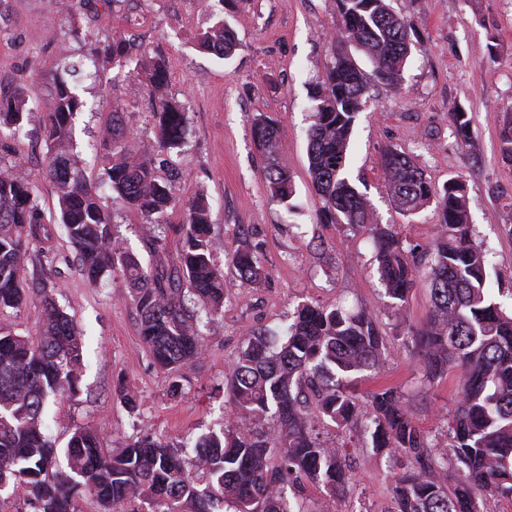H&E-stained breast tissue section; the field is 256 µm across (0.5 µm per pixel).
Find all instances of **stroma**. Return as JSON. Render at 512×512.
Here are the masks:
<instances>
[{
    "label": "stroma",
    "mask_w": 512,
    "mask_h": 512,
    "mask_svg": "<svg viewBox=\"0 0 512 512\" xmlns=\"http://www.w3.org/2000/svg\"><path fill=\"white\" fill-rule=\"evenodd\" d=\"M392 6L407 19L415 49L403 90L371 83L354 126L350 176L362 182L381 223L395 225L404 239L419 243L433 237L437 212L430 206L404 216L394 208L384 187L383 153L393 149L410 155L435 189L448 179L462 180L476 240L489 253L490 284L501 300H508L512 237L503 227L512 223V164L502 159L499 132L512 123V0H392ZM224 17L240 42L228 62L197 44L200 33ZM340 25L337 0H72L69 12L60 16L54 0H0V95L26 87L35 107L24 119L22 134L0 145L21 162L42 208L55 210L57 197L45 174L40 110L54 78L64 73L63 48L87 55L92 38L121 35L135 54L158 49L168 61V94L187 105L189 122L186 145L159 169L161 176L173 177L181 201L159 235L167 253H176L183 202L206 194L215 224L212 255L230 286L222 317L203 330V357L183 368V391L175 395L139 336V317L123 278L116 274L90 284L75 268L66 235L57 232L56 258L47 277L57 284L56 301L74 319L87 347L79 393L52 406L46 418L58 443H65L76 425L104 428L110 451L146 429L180 442L219 428L224 380L240 346L260 331L280 333L298 303H340L375 312L391 343L424 320L430 303L427 280H417L403 314L395 315L372 273L370 242L320 219L322 202L308 175L307 132L314 122L310 91L331 60ZM97 72L94 80L80 74L71 79L95 105L77 114L74 124V153L95 183L102 169L94 145L113 111L121 113L131 151L155 136L146 93L109 64L99 63ZM457 104L471 117L466 144L456 141L448 119ZM259 113L279 127L297 211L268 193L264 156L250 122ZM100 194L116 233L142 263H151L141 216L108 188ZM246 246L268 276L244 290L237 286L229 258ZM387 385L400 387L419 428L447 446L457 401L455 373L426 381L416 360L393 351L358 390ZM125 391L135 395L137 412L124 405ZM353 457V491L333 497L305 486L308 512H388L389 488L404 472L406 459H389L367 444L354 448Z\"/></svg>",
    "instance_id": "stroma-1"
}]
</instances>
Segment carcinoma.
<instances>
[{"instance_id":"1","label":"carcinoma","mask_w":512,"mask_h":512,"mask_svg":"<svg viewBox=\"0 0 512 512\" xmlns=\"http://www.w3.org/2000/svg\"><path fill=\"white\" fill-rule=\"evenodd\" d=\"M338 9L342 23L332 62L311 90L316 115L307 135L308 174L325 223L372 240L378 281L393 309H403L420 275L429 281L426 318L410 328L401 347L419 359L429 381L455 369L451 444L432 443L400 390L386 386L362 400L355 396V385L377 372L391 351L376 314L301 302L284 336L254 334L234 358L225 382L229 410L219 430L192 443L146 431L106 453L104 429L79 426L58 447L47 432L46 411L78 391L85 340L56 305L52 282L41 277L27 288L20 276L35 247L52 263L56 225L89 282L114 272L127 282L142 342L174 395L183 390L182 368L203 354L201 328L222 316L226 296L224 271L212 258L206 196L187 204L174 257L150 235L155 259L145 266L114 234L112 218L71 155L74 118L86 102L59 78L41 127L46 175L58 200L54 214L45 216L20 163L0 155V501L22 487L26 495L17 512H79L78 500L86 494L98 512H223L226 504L234 512H308L301 495L288 496V484L299 478L330 494L349 492L352 452L343 443L328 445L321 430L345 431L358 422L376 453L401 455L409 463L391 487L390 512H487V497L512 498V307L488 288V253L473 237L460 180L448 179L437 192L411 156L385 153L384 185L396 210L411 216L436 204L435 237L416 244L403 241L395 225L376 222L369 198L351 180L349 143L364 96L373 81L402 88L412 39L390 0H338ZM343 43L362 52L371 71L360 68ZM199 46L228 59L238 47L235 30L220 20L200 35ZM99 59L124 68L131 61L128 42L121 36L96 40L91 62ZM133 76L151 101L155 138L131 152L112 113L100 141L103 179L144 223L157 227L177 199L172 181L157 174L154 162L181 147L188 118L166 95L163 56H144ZM28 111L26 91L0 96V130L19 129ZM449 118L456 138L468 143L469 113L457 106ZM252 126L268 158V192L288 204L295 186L282 162L278 128L264 114L253 116ZM230 263L240 288L266 278L249 250L234 253ZM188 293L196 299L192 311L185 305ZM34 300L41 303V323L33 339L3 316ZM188 455L194 456L189 468Z\"/></svg>"}]
</instances>
